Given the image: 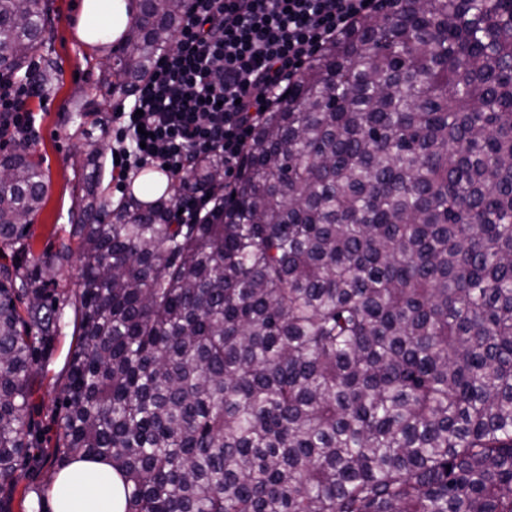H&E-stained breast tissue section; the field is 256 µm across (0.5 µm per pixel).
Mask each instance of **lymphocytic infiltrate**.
Here are the masks:
<instances>
[{
  "label": "lymphocytic infiltrate",
  "mask_w": 512,
  "mask_h": 512,
  "mask_svg": "<svg viewBox=\"0 0 512 512\" xmlns=\"http://www.w3.org/2000/svg\"><path fill=\"white\" fill-rule=\"evenodd\" d=\"M380 0H190L176 46L113 114L119 179L148 164L183 179L193 159L237 164L263 109L284 94L301 64ZM30 76L0 81V119L28 134Z\"/></svg>",
  "instance_id": "f902f5d3"
}]
</instances>
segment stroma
<instances>
[{
	"label": "stroma",
	"instance_id": "obj_1",
	"mask_svg": "<svg viewBox=\"0 0 512 512\" xmlns=\"http://www.w3.org/2000/svg\"><path fill=\"white\" fill-rule=\"evenodd\" d=\"M81 2L54 0L53 32L42 52L56 61L57 68L51 81L41 85L39 97L30 103L35 124L27 135L29 150L41 160L50 182L48 199L33 226V250L37 253L58 243L69 229L77 185L83 177L84 139L102 137V147L107 152L115 142L112 115L117 102L104 99L99 91L103 59L109 48L94 47L79 38ZM79 110L84 113L82 122H71V114ZM74 345L75 313L69 303L63 308L60 331L52 348L39 356L29 379L32 440L39 451L17 469V489L6 505L8 512H50L49 491L57 467L46 451L54 447L61 431L63 412L59 398Z\"/></svg>",
	"mask_w": 512,
	"mask_h": 512
}]
</instances>
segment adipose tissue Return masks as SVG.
Returning a JSON list of instances; mask_svg holds the SVG:
<instances>
[{"instance_id":"1","label":"adipose tissue","mask_w":512,"mask_h":512,"mask_svg":"<svg viewBox=\"0 0 512 512\" xmlns=\"http://www.w3.org/2000/svg\"><path fill=\"white\" fill-rule=\"evenodd\" d=\"M135 0H83L78 35L86 44L115 42L136 15ZM55 512H126L124 480L110 462L84 457L57 474L50 490Z\"/></svg>"}]
</instances>
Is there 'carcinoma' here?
<instances>
[{
    "label": "carcinoma",
    "mask_w": 512,
    "mask_h": 512,
    "mask_svg": "<svg viewBox=\"0 0 512 512\" xmlns=\"http://www.w3.org/2000/svg\"><path fill=\"white\" fill-rule=\"evenodd\" d=\"M51 0H0V77ZM185 0H138L104 95L170 50ZM68 238L32 250L49 183L0 157V512L33 444L28 382L80 263L51 456L112 461L127 512H512V0H384L327 42L183 187L101 194L99 140Z\"/></svg>",
    "instance_id": "cac0c4a2"
}]
</instances>
